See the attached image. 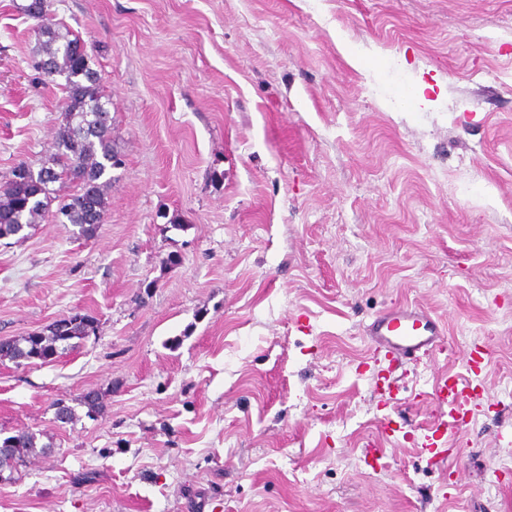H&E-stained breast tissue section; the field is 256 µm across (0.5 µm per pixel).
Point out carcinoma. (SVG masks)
<instances>
[{
    "mask_svg": "<svg viewBox=\"0 0 512 512\" xmlns=\"http://www.w3.org/2000/svg\"><path fill=\"white\" fill-rule=\"evenodd\" d=\"M50 0H30L18 6L27 18L38 22L43 40L35 52L41 60L33 68L48 77L63 78L64 97L54 149L49 162L35 168L19 163L0 188V239L26 237L25 230L47 216L78 227V235L91 239L106 221L103 177L113 169L112 127L97 72L82 38L44 23ZM57 208H52V205ZM95 318L74 313L20 338L0 340V360L16 365L49 361L58 346L76 348L94 331ZM36 435L19 430L0 440V478L25 467L35 453Z\"/></svg>",
    "mask_w": 512,
    "mask_h": 512,
    "instance_id": "1",
    "label": "carcinoma"
}]
</instances>
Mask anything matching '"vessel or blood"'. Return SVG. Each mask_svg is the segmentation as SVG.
<instances>
[{
  "mask_svg": "<svg viewBox=\"0 0 512 512\" xmlns=\"http://www.w3.org/2000/svg\"><path fill=\"white\" fill-rule=\"evenodd\" d=\"M374 356L388 361L390 368L402 367L418 355L438 350L446 341V324L430 311L412 305L384 308L365 327ZM472 381L453 375L436 380L433 397L449 408L447 420L431 428L426 446L441 445L448 428H460L473 399Z\"/></svg>",
  "mask_w": 512,
  "mask_h": 512,
  "instance_id": "b4317fda",
  "label": "vessel or blood"
}]
</instances>
